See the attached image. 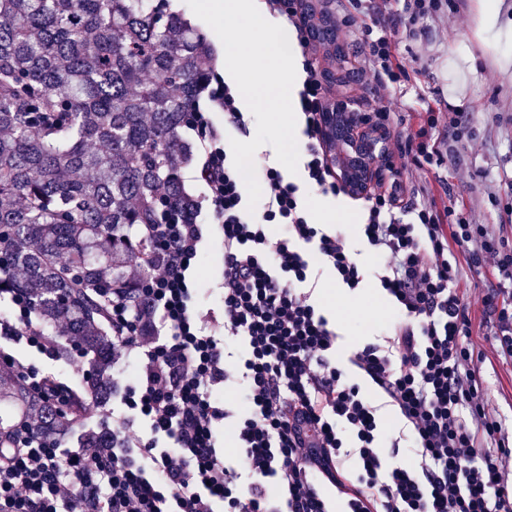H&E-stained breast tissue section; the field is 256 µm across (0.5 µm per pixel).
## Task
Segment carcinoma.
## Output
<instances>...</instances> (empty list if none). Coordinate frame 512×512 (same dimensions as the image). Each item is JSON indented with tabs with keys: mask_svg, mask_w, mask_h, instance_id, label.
Instances as JSON below:
<instances>
[{
	"mask_svg": "<svg viewBox=\"0 0 512 512\" xmlns=\"http://www.w3.org/2000/svg\"><path fill=\"white\" fill-rule=\"evenodd\" d=\"M306 28L330 84L354 82L329 0H305ZM208 48L151 0H0V296L31 300L46 336L90 357L85 391L110 395L112 288L133 262L138 224L187 199L179 172L187 112ZM0 446L20 428L65 443L63 408L9 368ZM88 433L81 448H101Z\"/></svg>",
	"mask_w": 512,
	"mask_h": 512,
	"instance_id": "cac0c4a2",
	"label": "carcinoma"
}]
</instances>
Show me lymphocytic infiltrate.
<instances>
[{
  "label": "lymphocytic infiltrate",
  "instance_id": "obj_1",
  "mask_svg": "<svg viewBox=\"0 0 512 512\" xmlns=\"http://www.w3.org/2000/svg\"><path fill=\"white\" fill-rule=\"evenodd\" d=\"M392 2L350 0L336 25L357 32V73L370 86L368 117L387 152L427 176L469 148L470 117L429 107L396 129L386 97L415 67L397 55L394 34L405 23L417 35L444 3ZM271 4L300 33L306 182L339 195L322 145L328 88L303 34L304 0ZM206 86L213 110L193 105L186 122L198 136L205 187L193 201L196 217L176 211L141 225L127 285L112 291V371L133 373L131 384L112 387V444L73 449L19 436L0 448V512H335L339 501L345 512H512V436L488 408L486 358L472 343L494 319V356L512 363V241L457 216L447 200L412 196L401 169L380 176L364 196L362 235L399 317L385 336L336 360V322L313 298L315 266L351 290L364 270L342 232L312 222L275 163L263 168L261 214L248 212L224 136L229 126L246 130L248 118L222 78L208 75ZM202 213L222 230L217 310L195 300ZM466 269L492 274L495 291L478 298L461 288ZM11 303L0 337L56 359L28 298ZM1 364L40 397L64 402L71 424L95 417L98 404L80 386L6 349ZM229 386L240 390L244 415L219 400ZM385 408L402 421L413 459L401 457V437L385 433ZM229 421L230 451L219 440Z\"/></svg>",
  "mask_w": 512,
  "mask_h": 512
}]
</instances>
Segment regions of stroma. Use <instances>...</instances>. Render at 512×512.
<instances>
[{"label": "stroma", "instance_id": "stroma-1", "mask_svg": "<svg viewBox=\"0 0 512 512\" xmlns=\"http://www.w3.org/2000/svg\"><path fill=\"white\" fill-rule=\"evenodd\" d=\"M459 8L467 18L465 27H458L442 12L425 21L420 36L396 33L399 53L417 59L420 72L412 86L395 88L390 102L401 112L421 95L442 108L449 102V85H459L460 98L472 115V132L484 149L477 155H460L455 163L438 168L431 189L437 193L449 190L463 205L470 223L498 224L503 235L512 237V215L495 204L496 199L512 196V187L500 180L503 170H512V69L505 71L497 64L498 58L512 55V41L495 43L486 38L480 27L479 0H461ZM347 202L353 216L341 230L351 240L366 278L363 288L349 292L348 306L327 299L321 302L325 311L338 318L341 339L336 355L340 358L351 347L383 334L392 312L389 299L377 287L374 255L360 237L364 204L353 196ZM205 254L207 266L195 272L200 288L197 300L203 307L216 308L222 303L220 292L213 288L224 262L220 239H213ZM484 388L504 428L512 433V374L486 369Z\"/></svg>", "mask_w": 512, "mask_h": 512}]
</instances>
